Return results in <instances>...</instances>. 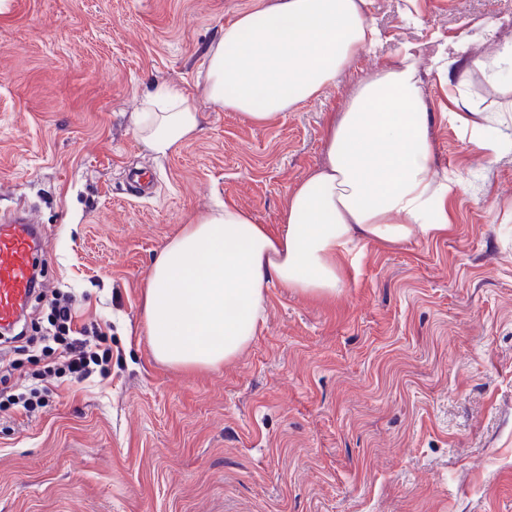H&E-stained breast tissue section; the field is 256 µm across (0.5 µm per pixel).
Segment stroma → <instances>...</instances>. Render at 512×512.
Segmentation results:
<instances>
[{"instance_id":"obj_1","label":"stroma","mask_w":512,"mask_h":512,"mask_svg":"<svg viewBox=\"0 0 512 512\" xmlns=\"http://www.w3.org/2000/svg\"><path fill=\"white\" fill-rule=\"evenodd\" d=\"M259 0H0V211L31 210L47 288L112 326V375L0 416V512H512V149L454 118L435 53L512 41V0H373L385 43L317 100L254 122L208 98L207 54ZM494 23V37L477 22ZM421 52L433 171L463 183L448 231L367 248L342 288L276 286L264 324L216 369L155 360L142 328L155 254L225 201L277 225L324 157L358 79ZM187 91L201 130L161 156L135 115ZM149 170L146 193L127 174Z\"/></svg>"}]
</instances>
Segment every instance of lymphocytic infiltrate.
I'll use <instances>...</instances> for the list:
<instances>
[{
    "label": "lymphocytic infiltrate",
    "instance_id": "obj_1",
    "mask_svg": "<svg viewBox=\"0 0 512 512\" xmlns=\"http://www.w3.org/2000/svg\"><path fill=\"white\" fill-rule=\"evenodd\" d=\"M47 327L40 336L26 340L27 348L37 351L40 366L20 370L9 363V371L18 372L26 387L20 392L0 389V412L12 410L33 416L48 403L52 392L48 379L84 382L109 375L112 367V335L101 326L77 324L75 296L59 289L46 297Z\"/></svg>",
    "mask_w": 512,
    "mask_h": 512
}]
</instances>
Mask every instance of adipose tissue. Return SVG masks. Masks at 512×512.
I'll return each mask as SVG.
<instances>
[{"instance_id": "1", "label": "adipose tissue", "mask_w": 512, "mask_h": 512, "mask_svg": "<svg viewBox=\"0 0 512 512\" xmlns=\"http://www.w3.org/2000/svg\"><path fill=\"white\" fill-rule=\"evenodd\" d=\"M370 3L264 0L240 13L208 54L210 101L266 122L319 98L378 44ZM435 64L440 77L458 78L455 102L472 141L492 155L512 146V134L496 128L512 112V42L471 59L441 54ZM475 74L498 92L495 110L468 95ZM429 125L408 45L358 80L328 128L322 163L289 193L278 229L228 204L184 225L155 255L143 306L154 358L217 368L255 338L271 284L332 296L344 257L446 233L445 202L459 181L434 177ZM135 126L165 155L198 134L200 114L192 96L160 86L145 95Z\"/></svg>"}]
</instances>
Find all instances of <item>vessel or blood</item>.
<instances>
[{"instance_id":"obj_1","label":"vessel or blood","mask_w":512,"mask_h":512,"mask_svg":"<svg viewBox=\"0 0 512 512\" xmlns=\"http://www.w3.org/2000/svg\"><path fill=\"white\" fill-rule=\"evenodd\" d=\"M43 245L39 224L27 215L0 218V327L16 324L36 286V257Z\"/></svg>"}]
</instances>
